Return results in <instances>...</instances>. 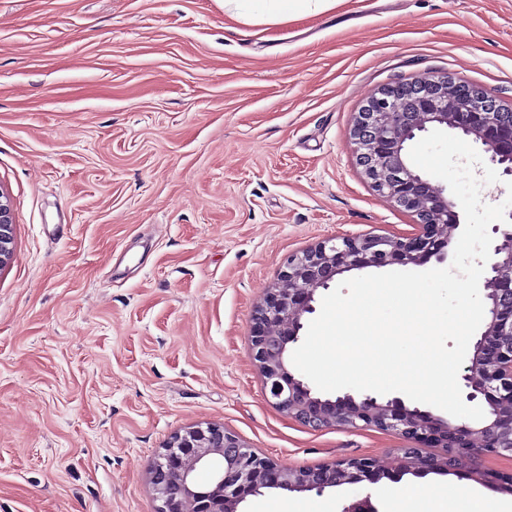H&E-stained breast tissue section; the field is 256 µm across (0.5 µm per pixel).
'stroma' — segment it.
<instances>
[{
    "label": "stroma",
    "instance_id": "stroma-1",
    "mask_svg": "<svg viewBox=\"0 0 512 512\" xmlns=\"http://www.w3.org/2000/svg\"><path fill=\"white\" fill-rule=\"evenodd\" d=\"M433 71L512 103V0H346L275 27L222 0H0V512H154L170 438L214 423L284 468L369 457L262 389L250 319L288 256L407 235L355 165L354 117ZM512 458L446 474L265 490L241 512H342L459 486L512 501ZM13 216L8 197L0 192V267L5 264L12 252Z\"/></svg>",
    "mask_w": 512,
    "mask_h": 512
}]
</instances>
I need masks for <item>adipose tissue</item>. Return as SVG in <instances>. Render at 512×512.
<instances>
[{
	"label": "adipose tissue",
	"instance_id": "obj_1",
	"mask_svg": "<svg viewBox=\"0 0 512 512\" xmlns=\"http://www.w3.org/2000/svg\"><path fill=\"white\" fill-rule=\"evenodd\" d=\"M342 0H224L233 17L266 26H276L292 17L317 14L336 7ZM392 512H512V506L488 497H478L466 488L450 492L420 489L408 495L392 493Z\"/></svg>",
	"mask_w": 512,
	"mask_h": 512
}]
</instances>
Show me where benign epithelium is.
Wrapping results in <instances>:
<instances>
[{"label": "benign epithelium", "instance_id": "1", "mask_svg": "<svg viewBox=\"0 0 512 512\" xmlns=\"http://www.w3.org/2000/svg\"><path fill=\"white\" fill-rule=\"evenodd\" d=\"M430 126L445 127L481 145L488 160L512 176L511 103L433 72L381 88L355 115L356 163L376 192L414 213L416 232L336 236L289 256L280 272L281 285L256 307L250 326L264 396L272 405L313 430L375 428L400 436L407 445L400 449L398 469L386 472L368 457L284 469L224 427L197 424L175 433L150 470L159 501L156 512H239L247 497L265 489L321 493L385 477L455 472L481 454L512 457V224L494 228L499 238L484 282V318L458 373L466 400L487 404L483 420L458 424L410 407L399 397L374 393L322 398L287 366L290 352L302 339L304 316L315 311L317 291L329 288L337 276L369 267L421 266L447 256L452 232L459 227L457 204L446 187L414 170L406 150L407 143ZM12 242V209L0 192V267L11 256ZM427 448L441 452L427 453ZM202 468L213 469L205 487L196 479Z\"/></svg>", "mask_w": 512, "mask_h": 512}]
</instances>
